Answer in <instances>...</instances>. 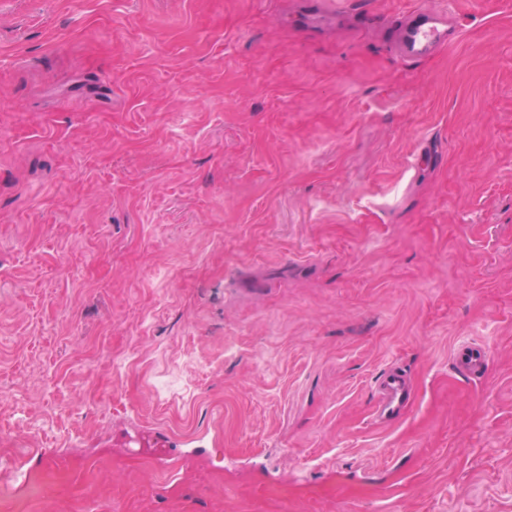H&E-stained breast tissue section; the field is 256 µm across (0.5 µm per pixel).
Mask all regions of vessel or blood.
Wrapping results in <instances>:
<instances>
[{
	"label": "vessel or blood",
	"instance_id": "obj_1",
	"mask_svg": "<svg viewBox=\"0 0 512 512\" xmlns=\"http://www.w3.org/2000/svg\"><path fill=\"white\" fill-rule=\"evenodd\" d=\"M448 39V14L437 9L413 7L395 22L394 45L405 58L424 59ZM455 360L467 374L480 376L488 368L484 350L477 346L458 349ZM409 397V385L405 376L397 370L387 371L380 383L378 414L386 419L400 415Z\"/></svg>",
	"mask_w": 512,
	"mask_h": 512
}]
</instances>
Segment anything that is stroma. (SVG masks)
<instances>
[{
  "label": "stroma",
  "mask_w": 512,
  "mask_h": 512,
  "mask_svg": "<svg viewBox=\"0 0 512 512\" xmlns=\"http://www.w3.org/2000/svg\"><path fill=\"white\" fill-rule=\"evenodd\" d=\"M0 461V512H512V0H0ZM394 45L404 58L425 59L448 40V13L415 6L397 17ZM456 364L469 375L480 376L488 368V359L485 351L478 346H463L456 352ZM409 397V385L400 371L390 369L380 383L378 414L382 418L394 419L400 415Z\"/></svg>",
  "instance_id": "35a3bbf8"
}]
</instances>
